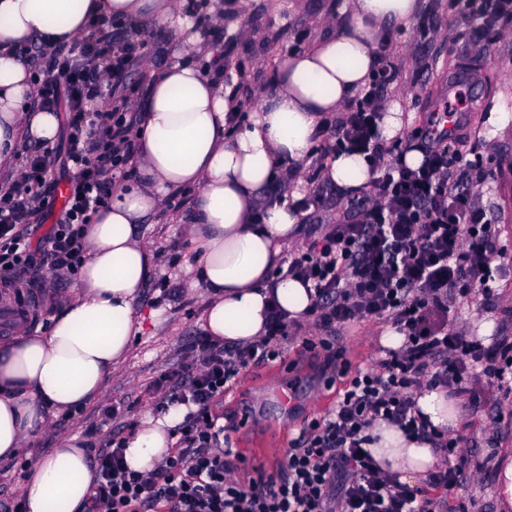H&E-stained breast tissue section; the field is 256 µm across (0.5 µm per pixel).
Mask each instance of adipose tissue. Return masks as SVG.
Segmentation results:
<instances>
[{
  "instance_id": "1",
  "label": "adipose tissue",
  "mask_w": 512,
  "mask_h": 512,
  "mask_svg": "<svg viewBox=\"0 0 512 512\" xmlns=\"http://www.w3.org/2000/svg\"><path fill=\"white\" fill-rule=\"evenodd\" d=\"M420 7V0H343L334 30L285 56L272 89L246 120L231 124L227 115L242 100L196 64L208 46L178 0H0V170L12 168L19 142L50 145L60 132L58 113L33 104L36 86L21 47L71 42L92 14L173 27L182 45L181 60L155 73L137 104V175L115 183L107 209L87 225L74 294L52 311L46 332L21 327L0 339V460L22 454L59 415L102 398L143 330L137 302L160 261L142 227L184 191L195 193L189 288L202 293L204 333L227 346L249 344L265 331L271 297L289 318L306 316L309 292L286 272L301 215L273 189L285 181L300 198L310 171L343 194L372 186L377 174L361 154L337 152L315 164L318 131L368 85L385 29L410 22ZM415 403L437 430L460 424L458 403L445 390L423 389ZM183 416L180 409L143 415L123 439L129 468L158 469ZM369 433L372 456L399 482L428 480L439 461L432 441L383 421ZM92 483L83 441L65 436L30 463L21 494L27 512H82Z\"/></svg>"
}]
</instances>
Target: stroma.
Instances as JSON below:
<instances>
[{
  "label": "stroma",
  "instance_id": "35a3bbf8",
  "mask_svg": "<svg viewBox=\"0 0 512 512\" xmlns=\"http://www.w3.org/2000/svg\"><path fill=\"white\" fill-rule=\"evenodd\" d=\"M336 2L204 0L200 11L223 13L226 25L215 36L213 50L229 53L233 62L245 68L247 76L239 88L242 99L250 104L258 96L257 84L272 77L278 61L293 51L298 29L310 27L316 38L330 31ZM431 11L442 20V29L436 33L423 27V16ZM471 25L470 17L449 10L448 0H422L421 15L386 34L392 60L403 67L387 100L400 105L406 136L427 128L457 92H465L471 100L457 132L459 147L474 150L481 167L496 172L494 183L479 184L476 192L480 204L494 213L500 243L507 253L493 263L492 287L498 303L471 291L460 301L454 326L488 345L493 338L512 336V201L504 194L505 183L512 180V120L501 129L489 123L493 110L512 113V24L503 26L500 37L484 48L472 46ZM305 188L321 189L322 197L316 209L303 218L300 241L288 251L292 257L305 252L307 245L333 224L354 219L357 213L356 197H340L334 187L320 186L311 177ZM189 213V207L173 203L144 227L146 240L165 253L166 263L162 277L148 283L139 301L148 316L147 325L128 361L110 376L103 397L102 403L121 401L129 407L111 426L119 434L127 432L146 411L154 410L156 400L149 384L183 357L186 343L200 331L203 300L187 290V267L193 261L184 225ZM486 323L492 326L487 337L480 333ZM383 328V321L369 319L340 331L339 342L346 349L350 372L375 369ZM348 384L347 376L330 377L322 359L302 357L294 340L281 358L241 372L214 411L220 415L234 451L272 471L300 428L332 410ZM490 400L503 414L498 432H491L486 411L461 410L460 433L467 440L466 448L487 468L486 474L463 480L450 496L451 502L465 504L468 512H503L497 473L504 462L503 450L512 448V396L503 399L494 394ZM100 405L92 404L59 419L34 444L29 456L57 447L62 435H84L96 422ZM246 408L251 417L244 421L240 414Z\"/></svg>",
  "mask_w": 512,
  "mask_h": 512
}]
</instances>
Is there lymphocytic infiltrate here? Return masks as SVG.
Listing matches in <instances>:
<instances>
[{"label":"lymphocytic infiltrate","mask_w":512,"mask_h":512,"mask_svg":"<svg viewBox=\"0 0 512 512\" xmlns=\"http://www.w3.org/2000/svg\"><path fill=\"white\" fill-rule=\"evenodd\" d=\"M448 6L480 17L476 44L512 19V0H448ZM148 55L147 41L130 27L95 15L81 39L39 48L38 103L65 113L62 166L71 176L61 181L48 151L32 148L17 176L0 182L1 285H31L46 272L72 276L82 266L86 224L108 201L113 179L132 171L140 114L132 104L137 88L127 78ZM395 78V65L380 53L369 88L322 131L329 146L368 154L378 177L361 221L335 225L287 267L314 291L307 322L275 307L265 335L245 348L195 337L151 386L157 409H186L173 430L177 451L160 469L138 473L125 466L120 438L109 437L93 451L95 479L83 512H444L445 499L397 482L364 453L367 430L383 419L410 434L427 433L428 422L412 409L414 394L428 386L473 407L490 392H511L512 336L487 346L452 326L454 294L479 288L493 298L488 282L502 254L500 237L494 218L476 203L471 163L453 133L435 124L425 130L419 168L388 162L392 148L378 120L384 89ZM105 100L111 109L99 112ZM51 212V230L32 243L33 224ZM372 317L403 332L405 346L386 351L377 369L357 372L335 408L291 440L277 471L260 466L240 478L212 412L225 390L248 366L279 357L281 345L303 331L305 351L321 350L325 367L345 375L336 333ZM438 446L441 459L430 482L449 491L474 463L460 438L440 437Z\"/></svg>","instance_id":"1"}]
</instances>
